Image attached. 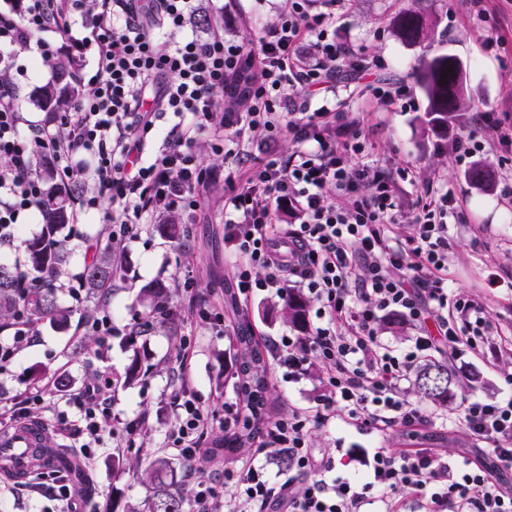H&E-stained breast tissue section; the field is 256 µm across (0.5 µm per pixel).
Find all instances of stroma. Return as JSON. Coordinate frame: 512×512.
<instances>
[{"label": "stroma", "instance_id": "1", "mask_svg": "<svg viewBox=\"0 0 512 512\" xmlns=\"http://www.w3.org/2000/svg\"><path fill=\"white\" fill-rule=\"evenodd\" d=\"M486 6L489 22L498 31L493 40L485 29L469 21L465 0H349L336 17L337 41L353 47L358 56L380 59V68L364 76V83L406 84L416 107L403 111L366 96L339 99L336 110L339 123L354 124L359 131L363 145L360 162L381 167L390 175L405 211H412L423 187L437 176L463 198L464 212L449 231L448 287L453 294L478 299L499 332L512 334V195L504 192L505 184L512 182V146L496 147L462 163L448 151L449 142L461 130L485 137L478 121L480 111L490 109L512 119V0H487ZM410 7L434 21L424 42L410 44L394 33L396 16ZM202 13L223 18L226 37L248 42L254 40L260 26L273 20L275 5L273 0H202ZM439 54L455 55L462 62L469 104L444 127L429 124L428 102L418 84L423 61ZM10 56L24 120L56 122V115L38 104L41 87L56 80L49 63L23 46L12 47ZM476 165L490 172L489 185L473 182L470 172ZM201 205V218L191 220L181 212H170L163 218L164 223L183 227L186 248L176 247L154 223L139 237L121 242L124 277L103 301L86 297L76 301L68 292H60V304L71 311L68 324L35 322L37 342L22 347L9 371L0 373V407L44 390V403L32 406L29 417L46 423L51 419L52 406L62 401L61 393L47 388L49 379L65 371L79 386L95 382L100 372H111L113 383L103 392L112 401L117 422L105 434L104 447L83 463L95 484V493L88 499L90 512H146L151 487L136 473L115 475L112 461L117 457L142 468L157 457H165L173 465L177 489L184 494L190 491L188 464L167 440L175 424L166 394L176 360V338L191 342L192 356L184 381L204 409L223 413L225 402L236 397L233 383L223 380L228 338L215 335L189 313L194 305L223 311L224 290L231 285L230 247L224 241L223 183L205 189ZM111 209V200L102 199L99 209L87 213L82 223L66 225L62 230L69 252L67 280H74L83 267L81 239L107 238L103 216ZM184 278L192 283L193 296L189 299L175 290L178 280ZM156 283L172 289L170 302L179 310L177 334L169 336L167 329L161 328L149 336H132L135 323L150 312L142 290ZM284 305L282 299L262 296L250 303L248 315L256 335H298V328L281 316ZM96 314L110 315L119 328L104 350L99 349L93 331L85 325L86 319ZM135 357L142 372L129 384L126 370ZM511 376L512 368L500 365L492 356H469L467 366L458 372L459 385L452 400L504 396L512 392L507 383ZM269 383L271 407L277 413L314 407L324 393L318 373H307L299 380L277 375L270 377ZM143 416L148 419L147 430L135 441H128L125 423ZM311 442L313 448L329 454L336 474L360 477L367 475L368 460L381 448L397 453L433 448L457 461L475 456L479 448L478 442L459 427L398 426L376 433L339 419L314 426Z\"/></svg>", "mask_w": 512, "mask_h": 512}]
</instances>
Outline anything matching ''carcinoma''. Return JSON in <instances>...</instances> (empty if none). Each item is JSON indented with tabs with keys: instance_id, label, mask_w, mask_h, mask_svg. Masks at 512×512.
I'll list each match as a JSON object with an SVG mask.
<instances>
[{
	"instance_id": "1",
	"label": "carcinoma",
	"mask_w": 512,
	"mask_h": 512,
	"mask_svg": "<svg viewBox=\"0 0 512 512\" xmlns=\"http://www.w3.org/2000/svg\"><path fill=\"white\" fill-rule=\"evenodd\" d=\"M398 37L408 43H417L430 31L431 21L421 12L408 9L396 19ZM81 57L67 54L54 62L57 79L64 80L80 66ZM453 72H448V69ZM419 83L428 101L429 123L436 126L448 124L465 106V85L462 66L452 55H437L424 62ZM40 107L50 113L68 111L70 98L55 84L41 88ZM83 191V183L77 179L56 185L44 198L41 206L42 230L38 237L24 241L30 276L26 277L7 262L0 261V330L9 329L16 323L19 311H24L34 320L48 318L56 324H65L70 318L68 310L58 301L59 288L55 280L60 276V268L67 261L59 232L68 222L72 205ZM122 266L115 261L112 243L101 244L100 239L88 241L85 247V261L78 275L79 285L87 295L104 299L112 281L121 277ZM306 303L293 297L282 311L283 319L294 327L304 326ZM231 342L235 354L226 366V371L235 380L238 391L245 394L253 413L243 417L235 427L224 433L218 447L212 449L224 461H232L254 444L262 423L268 416L267 353L253 335L249 320L238 322ZM455 370L448 364L429 359L420 364L412 383V393L416 397L437 406L448 404L451 387L458 385ZM73 453L62 448L42 451L36 460L51 465L61 471L71 472ZM141 478L151 485L152 498L147 512H184L185 499L171 491L175 473L170 461L155 459L141 471Z\"/></svg>"
}]
</instances>
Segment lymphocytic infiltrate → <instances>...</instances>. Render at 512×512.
Here are the masks:
<instances>
[{
  "label": "lymphocytic infiltrate",
  "instance_id": "lymphocytic-infiltrate-1",
  "mask_svg": "<svg viewBox=\"0 0 512 512\" xmlns=\"http://www.w3.org/2000/svg\"><path fill=\"white\" fill-rule=\"evenodd\" d=\"M199 0H28L0 12V47L71 38L73 15L92 4L88 40L97 56L94 73L78 72L91 88L57 125L21 131L16 87L0 81V245L19 239L20 212L40 205L45 192L37 161L51 159L61 175L82 155L94 164L74 203L73 221L112 196L108 221L121 242L140 235L155 214L196 213L201 187L216 181L194 152L209 138L231 158L223 179L224 231L233 241L231 265L237 315L260 294L287 296L297 289L314 305L305 336L266 340L276 368L294 375L310 364L323 369L326 393L314 409L274 415L256 451L287 453L290 466L272 480L254 459L222 469L209 480L203 440L249 413L245 396L224 406L223 419L204 410L184 385L168 400L176 423L168 439L189 465L194 512H362L372 490L416 497L424 512H512V395L463 398L452 421L485 448L455 462L429 448L403 453L380 449L365 483L332 474L331 460L311 448V427L336 415L385 431L435 423L404 392L415 365L432 352L453 359L486 350L512 359V338L494 334L485 308L448 292V230L458 216L453 189L429 184L413 211L410 235L393 230L402 206L382 169L356 162L358 133L336 123L324 98L348 66L366 72L376 58L355 59L337 42L336 13L344 0H279L276 20L262 26L257 49L226 39L213 20L206 37L185 35ZM244 88V111L225 108L218 92ZM174 121L163 139L157 123ZM294 147L282 154V133ZM259 165L246 167L252 153ZM292 209L295 221L278 223ZM398 315L415 329L404 350L379 339L384 318ZM112 377L67 394L54 421L83 457L104 442L112 403L101 389Z\"/></svg>",
  "mask_w": 512,
  "mask_h": 512
}]
</instances>
